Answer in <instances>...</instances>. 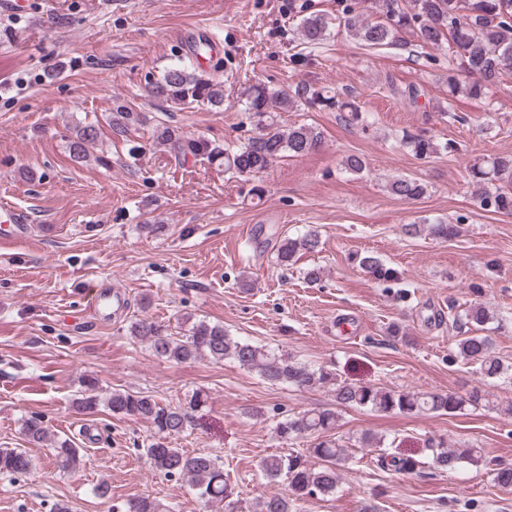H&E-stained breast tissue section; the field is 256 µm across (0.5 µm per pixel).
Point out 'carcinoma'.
Segmentation results:
<instances>
[{"label":"carcinoma","instance_id":"1","mask_svg":"<svg viewBox=\"0 0 512 512\" xmlns=\"http://www.w3.org/2000/svg\"><path fill=\"white\" fill-rule=\"evenodd\" d=\"M338 25L349 36L367 48L393 44L403 30L423 47H434L445 39L451 41L455 58L467 74L462 79L455 69L448 68V97L459 95L477 98L484 89L498 83L512 72V0H343ZM331 23L322 14L312 13L301 19L299 39L310 47L326 40ZM151 96L172 107L193 102L220 106L224 102L223 85L205 77L195 69L177 63L168 67L151 86ZM330 110L340 113L350 127H363L366 119L353 97L328 94L299 83L286 90H273L256 82L246 93V109L251 112L259 133L235 149L221 147L201 138L180 131L165 123L151 127L153 143L167 146L182 157L189 155L210 164L220 162L224 170L261 179L272 164L284 154L303 156L321 141V135L306 124L288 128L278 121V113L297 108ZM147 123L146 116L124 104H116L108 118V126L116 136L127 138L131 128ZM99 129L93 125H76L68 136L69 152L73 159L89 156V148L98 142ZM403 142L413 155L426 159L443 150H456L454 143L439 145L422 134H409ZM477 187L480 207L495 212H512V156H495L471 168ZM390 192L404 200H415L426 193V186L419 181L397 176L389 183ZM428 234L448 240L460 235L457 224L437 222L427 225ZM320 246L318 233L312 231L297 237H283L276 249L277 262L283 266L295 261L301 252H315ZM358 264L366 267L375 278L395 282V269L372 256L356 257ZM489 315L480 303L462 310L456 321L462 324L482 325ZM130 335L146 343L159 357L173 362H186L208 358L215 362L230 359L240 367L255 371L272 384H287L304 389L326 386L332 389L336 405L342 407H370L374 410L401 415L434 413L453 415L467 404L478 403L481 394L474 391L467 396L441 393L405 392L369 385H351L340 382L336 372L321 367L312 368L289 356H278L266 348L247 340H236L224 331V326L198 321L189 328L182 339L163 335L162 329L147 317L131 325ZM457 353L468 362L479 365L481 375L488 379L503 374V367L491 352V342L481 335L466 336L457 343ZM204 403L201 393L192 394L175 405H163L150 395L114 389L105 404L114 416H131L149 423L153 429L143 453L152 470L168 478L187 479L197 496L207 503L224 504V512H237L229 497L232 495L224 480V467L219 459L209 453L190 454L174 446V441L185 432L193 413ZM337 413L333 409L309 410L302 415L280 421L276 425L279 439L295 441L314 438V446L303 454H270L260 459L258 467L270 482H284L286 491L258 498L253 512H300L301 503L310 497L330 496L338 484L337 467L348 460L347 449L334 439H320L336 426ZM28 441L41 443L48 437L43 421L36 417L23 423ZM431 465L446 470L462 463L474 464L483 457V449L473 445L456 451L443 441L431 442ZM56 456L61 466L71 470L79 468L80 453L72 442L64 439L57 443ZM318 463H308L307 457ZM381 464L400 472H412L420 461L412 456H399L384 452ZM33 468L32 459L20 448L0 449V474L22 475ZM126 512H169L155 499L141 496L129 500Z\"/></svg>","mask_w":512,"mask_h":512}]
</instances>
